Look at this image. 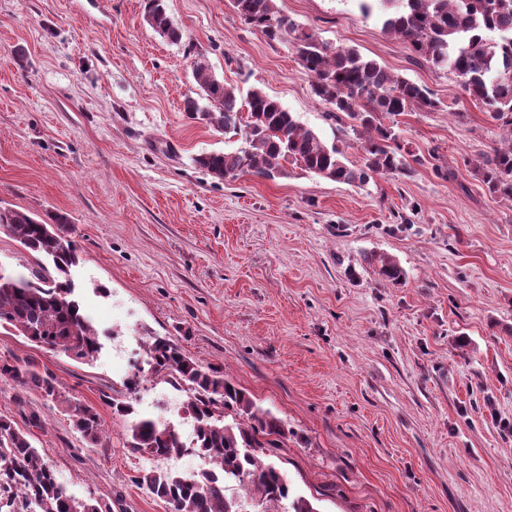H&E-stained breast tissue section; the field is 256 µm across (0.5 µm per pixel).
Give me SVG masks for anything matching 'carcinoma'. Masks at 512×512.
Masks as SVG:
<instances>
[{
  "mask_svg": "<svg viewBox=\"0 0 512 512\" xmlns=\"http://www.w3.org/2000/svg\"><path fill=\"white\" fill-rule=\"evenodd\" d=\"M379 2L382 31L409 42L416 54L459 79L464 93L504 131L503 143L476 160H467L488 192L512 201V0H359L368 14ZM235 11L271 41L291 36L298 64L310 79L313 94L332 109L331 116L352 121L364 134V155L355 165L336 144L300 125L293 113L262 89L226 85L203 61L193 75L209 106L195 99L185 112L224 132H245L248 147L205 153L195 162L219 178L244 174L271 177L288 161L307 173L348 185H364L374 175L413 173L421 159L395 133L396 117L412 110L431 111L439 102L423 86L363 57L355 49H331L288 16L276 0H232ZM146 22L160 36L181 39L165 0H144ZM0 228L25 249L51 258L53 271L34 279L0 275V327H10L31 343L90 361L100 352L99 333L74 297L71 269L79 262L74 229L67 217L42 222L9 207H0ZM377 273L398 284L403 270L390 256L375 258ZM146 364L153 375L168 377L187 394V410L196 421L193 448L211 459L212 469L197 475L177 471L147 472L150 491L164 499L170 512H242V499L268 506L264 512H317L293 494L285 474L262 460L285 431L224 370L204 367L164 339L147 344ZM0 378L31 388L62 407L73 429L90 448L104 432L94 407L62 391L56 376L33 358L0 361ZM112 413L129 424V448L152 457L180 456L186 444L174 426L134 416L122 399ZM0 512H111L92 498L78 499L57 480L55 471L33 447L29 433L0 417Z\"/></svg>",
  "mask_w": 512,
  "mask_h": 512,
  "instance_id": "obj_1",
  "label": "carcinoma"
}]
</instances>
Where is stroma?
Instances as JSON below:
<instances>
[{"label": "stroma", "instance_id": "1", "mask_svg": "<svg viewBox=\"0 0 512 512\" xmlns=\"http://www.w3.org/2000/svg\"><path fill=\"white\" fill-rule=\"evenodd\" d=\"M182 38L160 37L143 0H0V205L66 215L80 260L75 297L99 333L77 361L0 328V358L35 359L95 407L88 447L38 392L0 378V415L31 436L69 493L112 512H170L138 478L186 472L132 452L112 399L138 416L185 409V392L128 365L157 338L225 374L285 429L277 451L317 512H512V202L465 162L501 130L447 70L386 35L357 0H277L330 47L352 48L431 90L396 133L412 176L337 183L284 164L220 179L195 163L243 136L189 119L204 60L225 84L257 87L360 162L363 137L327 115L291 43L271 41L230 0H166ZM454 170L438 177L433 167ZM386 254L404 271H376ZM0 229V274L48 266Z\"/></svg>", "mask_w": 512, "mask_h": 512}]
</instances>
